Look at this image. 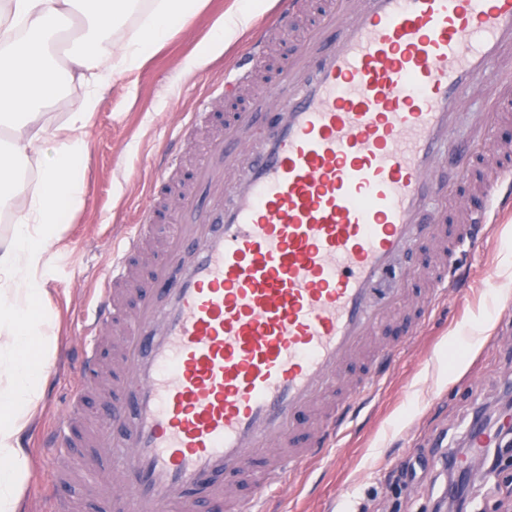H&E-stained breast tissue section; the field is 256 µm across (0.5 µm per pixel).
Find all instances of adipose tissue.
Instances as JSON below:
<instances>
[{"mask_svg":"<svg viewBox=\"0 0 512 512\" xmlns=\"http://www.w3.org/2000/svg\"><path fill=\"white\" fill-rule=\"evenodd\" d=\"M199 0H0V207L14 208L13 234L0 243V512H19L30 475L22 445L41 395L40 366L55 338L42 303L50 245L61 233L58 214L82 202L87 159L82 135L109 77L137 68L153 46L190 24ZM137 26L121 28L129 18ZM84 88L64 123L49 104L61 86ZM40 158L35 183L20 174Z\"/></svg>","mask_w":512,"mask_h":512,"instance_id":"1","label":"adipose tissue"}]
</instances>
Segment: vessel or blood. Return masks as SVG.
<instances>
[{
    "instance_id": "vessel-or-blood-1",
    "label": "vessel or blood",
    "mask_w": 512,
    "mask_h": 512,
    "mask_svg": "<svg viewBox=\"0 0 512 512\" xmlns=\"http://www.w3.org/2000/svg\"><path fill=\"white\" fill-rule=\"evenodd\" d=\"M310 9L274 0L247 60L215 86L233 96L253 63ZM266 91L273 111L232 113L175 195L179 216L154 238L155 208L113 237L110 264L81 325L76 384L41 451L53 485L91 492L111 512H250L302 464L334 449L377 377L368 363L400 345L377 338L403 313L418 335L455 285L463 252L512 212V165H499L486 112L459 186L435 173L455 151L466 97L512 58V0H324ZM205 113H189L156 170L164 186ZM468 187L454 235L435 198ZM432 248L428 306L396 289L369 301L401 253ZM111 387L106 414L87 398Z\"/></svg>"
}]
</instances>
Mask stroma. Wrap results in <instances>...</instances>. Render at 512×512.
<instances>
[{"mask_svg":"<svg viewBox=\"0 0 512 512\" xmlns=\"http://www.w3.org/2000/svg\"><path fill=\"white\" fill-rule=\"evenodd\" d=\"M191 27L173 30L142 65L115 76L85 130L88 159L84 204L68 212L49 255L44 305L52 311L57 354L74 350V333L96 297L112 237L148 204L155 160L172 128L194 111L224 67L246 52L248 35L273 0H201ZM245 25L216 40L231 13ZM512 84V64L482 79L468 96L454 138L467 144L488 108L487 93ZM462 276L433 311L425 335L392 362L364 397L333 455L303 466L294 492L272 493L270 512H436L448 497V473L434 457L460 447L475 407L488 406L493 424L512 413V217L490 225L484 248L462 259ZM497 283L488 287L487 273ZM71 372L43 388L23 434L32 448L38 429L71 397Z\"/></svg>","mask_w":512,"mask_h":512,"instance_id":"35a3bbf8","label":"stroma"}]
</instances>
